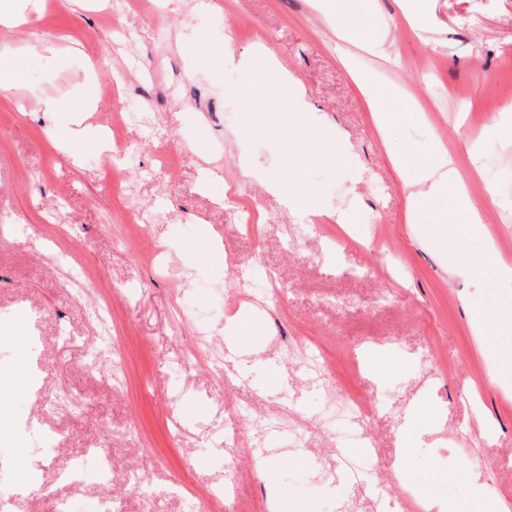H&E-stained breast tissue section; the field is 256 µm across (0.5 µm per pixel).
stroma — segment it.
Masks as SVG:
<instances>
[{"label":"stroma","mask_w":512,"mask_h":512,"mask_svg":"<svg viewBox=\"0 0 512 512\" xmlns=\"http://www.w3.org/2000/svg\"><path fill=\"white\" fill-rule=\"evenodd\" d=\"M46 2L40 21L0 25V55L14 71L12 98L0 99V398L13 423L0 436V482L20 489L24 512H51L57 498L96 512L94 475L78 485L58 477L85 448L111 457L121 512H214L206 492L229 476L236 494L221 512H269L279 491L282 512H388L337 470L326 399L287 353L298 343L321 350L337 397L367 403L392 497L413 487L433 512H492L512 494V377L490 383L491 339L474 315L496 319L488 295L512 294V282L450 276L440 254L416 245L389 162L393 153L425 162L440 140L467 171L479 146L469 192L495 248L476 237L466 247L489 263L512 256V0H420L416 28L400 0H343L339 25L356 36L345 63L334 52L339 25L309 0H136L117 21L110 0ZM259 39L298 79L304 109L344 142L341 162H296L287 88L236 66L212 74L210 54L228 47L252 60ZM378 39L385 55L365 51ZM358 75L386 92L388 135ZM83 90L92 104L84 127L105 134L123 118L134 155L118 186L103 181L110 150L55 145L45 100ZM271 97L281 107L271 129L250 130L249 108ZM205 168L223 171L258 225L240 224L236 207L203 187ZM270 179L312 194L365 236L280 207ZM58 208L63 230L44 221ZM134 211L149 222L133 223ZM208 238L222 244L220 263H195ZM266 270L277 299L247 302L251 278ZM237 314L255 360L244 375L225 358L224 325ZM371 348L387 352L390 379L353 370L350 351ZM179 358L190 365L174 384ZM281 414L297 422L299 442L273 438L252 468L251 422ZM45 435L49 455L39 452ZM135 472L153 497L134 489Z\"/></svg>","instance_id":"stroma-1"}]
</instances>
